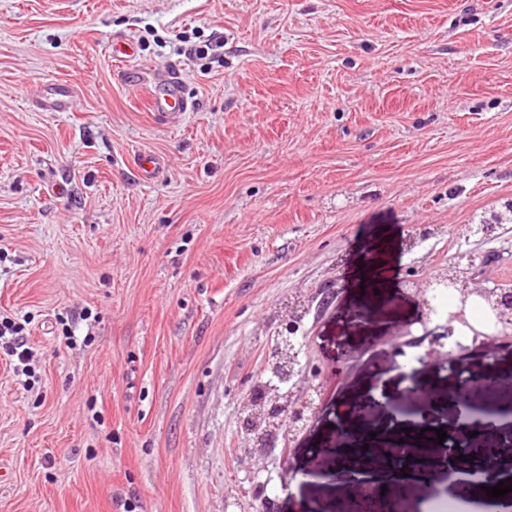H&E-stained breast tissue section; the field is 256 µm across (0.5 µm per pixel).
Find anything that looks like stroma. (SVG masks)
Here are the masks:
<instances>
[{
	"mask_svg": "<svg viewBox=\"0 0 512 512\" xmlns=\"http://www.w3.org/2000/svg\"><path fill=\"white\" fill-rule=\"evenodd\" d=\"M175 63L193 108L159 125L144 84ZM49 82L72 111L36 107ZM507 200L512 0H0V317L30 350L26 377L0 354V512H250L240 407L284 305L327 285L300 334L325 370L337 339L351 358L292 473L257 480L336 512L321 450L345 403L392 421L408 280L466 248L512 282V228L457 234Z\"/></svg>",
	"mask_w": 512,
	"mask_h": 512,
	"instance_id": "1",
	"label": "stroma"
}]
</instances>
